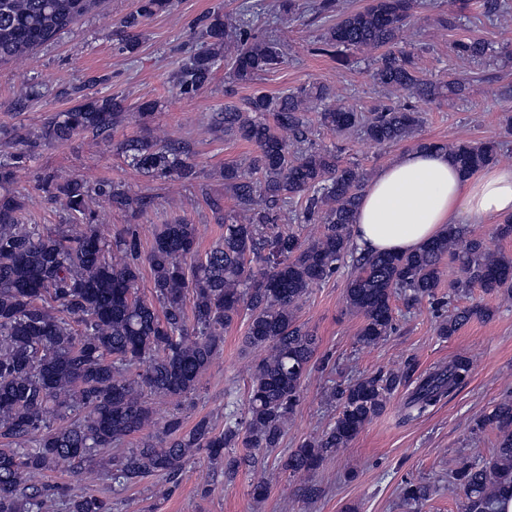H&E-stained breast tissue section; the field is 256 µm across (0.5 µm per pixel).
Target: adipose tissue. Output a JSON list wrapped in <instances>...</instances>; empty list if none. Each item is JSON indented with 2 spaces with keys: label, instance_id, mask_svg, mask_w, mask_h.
Returning a JSON list of instances; mask_svg holds the SVG:
<instances>
[{
  "label": "adipose tissue",
  "instance_id": "ef3b65f1",
  "mask_svg": "<svg viewBox=\"0 0 512 512\" xmlns=\"http://www.w3.org/2000/svg\"><path fill=\"white\" fill-rule=\"evenodd\" d=\"M512 215V167L462 176L448 153L408 150L381 168L354 215V240L373 253H411L450 224Z\"/></svg>",
  "mask_w": 512,
  "mask_h": 512
}]
</instances>
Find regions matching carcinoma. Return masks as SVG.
<instances>
[{
    "mask_svg": "<svg viewBox=\"0 0 512 512\" xmlns=\"http://www.w3.org/2000/svg\"><path fill=\"white\" fill-rule=\"evenodd\" d=\"M94 2L0 0V62L30 55L53 41ZM417 2L370 0L364 9L342 14L321 37L320 51L345 63L348 50L382 48L372 71L381 87L421 101L464 96L466 80L434 82L415 69L403 33ZM171 7L172 0H140L136 13L120 22L127 47L138 44L135 29L144 20ZM479 8L488 17H506L512 5L479 0ZM251 22L246 11L228 23L219 13L203 17L199 47L173 77L179 93L198 94L225 63L231 65L233 81L241 84L282 66L281 50L254 38ZM451 50L467 60L498 54L474 38L452 42ZM121 112V103L111 96L85 97L52 117L39 133H17L15 140L64 141L82 132H107ZM311 112L329 131L357 129L378 144L407 140L422 123L410 103L382 105L364 114L335 99L321 83L281 95L257 94L224 112V132L251 143L255 155L243 169L224 167V184L240 213L224 216L221 240L190 267L187 259L197 253L192 224L161 225L143 257L133 229L113 241L89 223L69 234H49L38 224L18 223L23 201L10 192L0 194V438L13 444L0 448V512H114L118 503L93 489L56 500L60 488L40 487L29 478L60 462L79 478L101 451L135 436L136 447L113 459L106 473L115 494L148 475L170 481L202 452L230 478L250 459L226 451L240 444L259 453L280 447L317 349L316 336L297 321V304L347 259L346 307L362 317L357 341L363 346L376 345L395 330L394 298L409 303L435 298L450 255L463 273L452 284L454 294L478 287L488 295L512 296V261L495 256L459 224L448 225L412 253L359 250L352 223L367 173L330 151L299 149L311 142ZM418 146L448 153L465 175L498 161L494 141ZM123 152L145 174H191L183 152L168 146L130 141ZM21 158L14 154L0 160L1 186L13 182ZM44 188L85 220L94 217L102 196L119 205L138 203L115 187L96 190L77 177L60 180L49 174ZM301 200L304 221L323 226L315 239L276 229L288 204ZM144 262L152 277L150 300L137 295ZM241 316L246 346L264 352L253 366L245 408L226 404L221 428L203 416L185 430L182 418L173 414L155 429L154 399L194 394L224 351V328ZM488 316L489 309L478 305L457 309L439 317L436 331L448 338L472 318ZM472 369L473 360L458 355L420 376L407 394L403 418L413 421L430 413ZM405 383L400 372H380L333 392L339 403L335 421L279 460L282 470L306 476L297 489L300 497L313 498V477L323 461L347 447ZM78 411L84 416L64 427L47 422L50 414L64 420ZM488 428L497 432L492 456L466 460L450 474L465 496L463 512H498L500 497L512 491V399L479 418L477 429ZM401 495L404 505L417 512L429 488L408 482Z\"/></svg>",
    "mask_w": 512,
    "mask_h": 512,
    "instance_id": "carcinoma-1",
    "label": "carcinoma"
}]
</instances>
